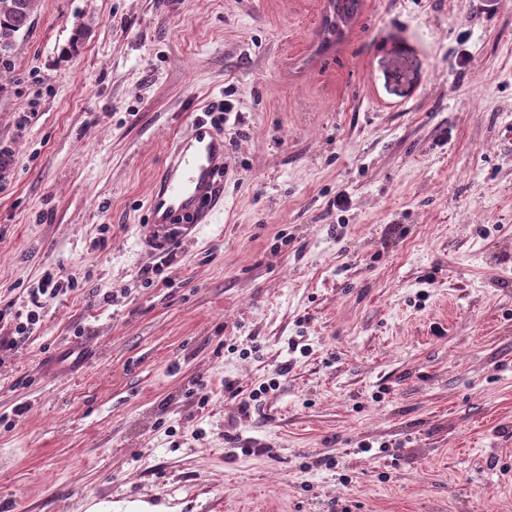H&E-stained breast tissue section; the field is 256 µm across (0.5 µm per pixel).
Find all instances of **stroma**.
Segmentation results:
<instances>
[{"instance_id": "35a3bbf8", "label": "stroma", "mask_w": 512, "mask_h": 512, "mask_svg": "<svg viewBox=\"0 0 512 512\" xmlns=\"http://www.w3.org/2000/svg\"><path fill=\"white\" fill-rule=\"evenodd\" d=\"M328 18L39 0L0 62V306L79 286L0 349V512H512V0ZM226 97L224 207L162 261L150 190ZM61 281H64V283L66 281L67 286L71 288L75 287V284L76 286H78L77 280L75 281L72 275H65L62 273L61 270L55 272L46 271L43 276V285L45 288H39L38 292L32 296V306H34L35 308H41L43 301H41L40 295L44 296L48 294L50 298L56 297L63 289L60 288Z\"/></svg>"}]
</instances>
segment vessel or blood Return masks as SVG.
I'll list each match as a JSON object with an SVG mask.
<instances>
[{"mask_svg":"<svg viewBox=\"0 0 512 512\" xmlns=\"http://www.w3.org/2000/svg\"><path fill=\"white\" fill-rule=\"evenodd\" d=\"M224 135L206 121L177 142L148 200V222L158 237L179 224H207L223 204Z\"/></svg>","mask_w":512,"mask_h":512,"instance_id":"vessel-or-blood-1","label":"vessel or blood"}]
</instances>
